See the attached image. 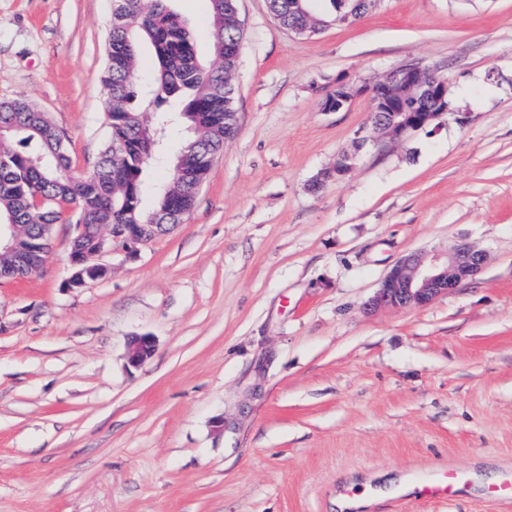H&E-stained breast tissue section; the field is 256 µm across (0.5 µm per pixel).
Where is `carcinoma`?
I'll return each instance as SVG.
<instances>
[{
  "mask_svg": "<svg viewBox=\"0 0 512 512\" xmlns=\"http://www.w3.org/2000/svg\"><path fill=\"white\" fill-rule=\"evenodd\" d=\"M169 0H114L106 43L102 85L109 110L103 148L91 174L76 176L59 131L48 115L24 99L0 100V224L18 225L19 251L37 238L50 249L53 225L180 224L191 210L195 188L171 167L157 192L155 205L142 204L145 170L159 152L147 155L157 125L172 101L188 113L181 124L192 128L179 156L192 160L214 155L224 147V113L233 111V76L243 39L228 16L236 0H208L214 64L197 56L195 34L168 5ZM319 11L296 0H269L271 14L284 29L319 31L340 14L361 9L357 0H325ZM155 56V83L137 90V61L143 46ZM45 257L30 254L23 261L0 254V279L25 278L40 272Z\"/></svg>",
  "mask_w": 512,
  "mask_h": 512,
  "instance_id": "cac0c4a2",
  "label": "carcinoma"
}]
</instances>
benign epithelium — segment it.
<instances>
[{
  "label": "benign epithelium",
  "mask_w": 512,
  "mask_h": 512,
  "mask_svg": "<svg viewBox=\"0 0 512 512\" xmlns=\"http://www.w3.org/2000/svg\"><path fill=\"white\" fill-rule=\"evenodd\" d=\"M403 85L415 93V99L428 105L407 104L395 95L394 86ZM365 96L372 113L367 134L353 142V149L339 155L336 165L315 176L310 184L316 192L332 177H342L353 170L362 153L376 146L397 144L413 133L431 125L440 128V119L451 111L448 102V82L436 77L434 70L415 64H404L385 76L359 85L339 84L320 101L324 112H339L350 102ZM167 228L165 224H114L96 236L91 251H70L71 275L69 288L87 285L84 273L104 270L100 259L115 251L129 254ZM487 260L485 251L468 242H459L444 252L430 255L411 254L403 257L382 279L368 307L378 309H405L423 307L442 294L458 288L467 278L479 272ZM155 351V340L148 335L136 336L127 344L129 365L139 367Z\"/></svg>",
  "instance_id": "1"
}]
</instances>
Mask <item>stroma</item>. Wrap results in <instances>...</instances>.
<instances>
[{
    "label": "stroma",
    "mask_w": 512,
    "mask_h": 512,
    "mask_svg": "<svg viewBox=\"0 0 512 512\" xmlns=\"http://www.w3.org/2000/svg\"><path fill=\"white\" fill-rule=\"evenodd\" d=\"M212 60L207 0H171ZM236 134L183 224L66 281L0 283V512H337L348 479L512 473V0H382L307 39L240 0ZM112 0H0V100L47 113L78 175L108 125ZM413 63L452 118L309 184L367 128L336 84ZM467 241L485 267L427 306L367 311L402 257ZM154 355L130 367L128 341ZM369 512H512L467 488Z\"/></svg>",
    "instance_id": "35a3bbf8"
}]
</instances>
